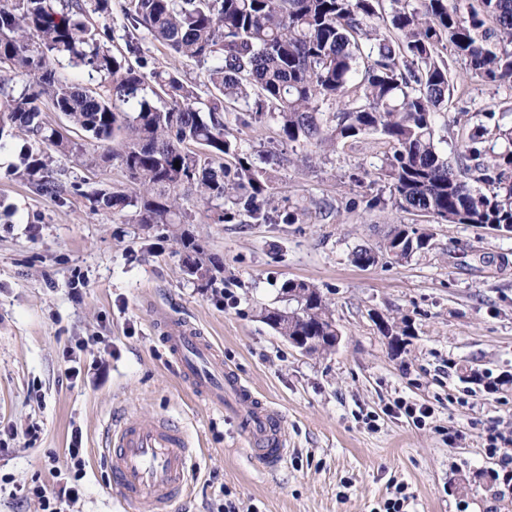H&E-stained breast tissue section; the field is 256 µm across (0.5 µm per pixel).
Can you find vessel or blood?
<instances>
[{
    "mask_svg": "<svg viewBox=\"0 0 512 512\" xmlns=\"http://www.w3.org/2000/svg\"><path fill=\"white\" fill-rule=\"evenodd\" d=\"M154 329L195 395L231 414L255 457L265 468L275 469L287 454L282 414L224 367L215 346L190 321L161 314ZM192 458L189 438L169 418L116 421L107 429L104 454L111 497L125 512H169L184 488Z\"/></svg>",
    "mask_w": 512,
    "mask_h": 512,
    "instance_id": "b4317fda",
    "label": "vessel or blood"
}]
</instances>
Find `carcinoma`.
Segmentation results:
<instances>
[{"label": "carcinoma", "instance_id": "obj_1", "mask_svg": "<svg viewBox=\"0 0 512 512\" xmlns=\"http://www.w3.org/2000/svg\"><path fill=\"white\" fill-rule=\"evenodd\" d=\"M0 0V151L13 130L31 140L22 153L21 175L35 189L60 196L49 175L44 147L79 154L83 163L119 161L131 182L127 191L100 189L88 195L91 210L107 208L126 223L156 228L182 246L184 272L207 289L224 266L182 228L183 200L190 192L224 223L219 201L235 198L248 217L265 220L269 186L224 126L227 105L250 95L269 105L283 136L318 154L361 134L377 133L390 145L380 170L398 207L432 215L440 224L512 225V126H497L503 151L487 158L488 129L467 132L463 170L454 171L434 140V118L451 95L448 64L435 53L450 42L469 71L486 83H512V0H481L483 10L463 12L460 0H391L397 36L380 33L381 0H128V32L144 29L176 55L209 64L214 89L206 111L175 72L155 71L152 90L168 98L158 106L126 56L107 45L108 29L90 27V14L108 15L112 0ZM493 21L486 26L485 18ZM373 60L346 100L362 43ZM84 67L108 80L103 92L80 86L62 72ZM28 78L16 88L17 76ZM327 101L336 112L321 110ZM61 113L67 132L79 129L100 144L120 149L88 154L71 136L42 121V105ZM235 158L225 166L224 157ZM180 167H174V163ZM492 186L487 193L470 181ZM426 236L398 231L388 248L407 258ZM298 289L300 310L268 312L264 319L282 336L318 339L310 352L326 351L336 322L314 285L288 279L285 294Z\"/></svg>", "mask_w": 512, "mask_h": 512}]
</instances>
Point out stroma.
<instances>
[{
    "instance_id": "1",
    "label": "stroma",
    "mask_w": 512,
    "mask_h": 512,
    "mask_svg": "<svg viewBox=\"0 0 512 512\" xmlns=\"http://www.w3.org/2000/svg\"><path fill=\"white\" fill-rule=\"evenodd\" d=\"M133 39L149 70L177 71L208 102L207 65L175 58L146 31ZM438 53L454 90L435 137L456 165L473 124L512 123V84L472 76L450 43ZM224 124L270 187L271 220L228 200V221L215 224L196 197L185 201L190 233L224 263L205 290L160 230L90 209L87 194L129 187L119 162L88 169L51 154L55 177L80 186L57 200L15 175L16 154L0 153V512H42L25 488L70 480L76 429L84 495L67 512H123L102 450L111 420L139 416L173 419L195 444L171 512H382L400 491L405 512H512L486 441L492 430L512 435V228L440 224L393 206L379 135L313 159L255 105L231 106ZM375 197L381 205L369 207ZM397 228L426 234L427 246L395 260L385 244ZM361 248L376 253L373 265L354 263ZM288 279L320 288L336 350L302 353L262 320L263 309L288 308ZM160 313L198 325L225 367L282 412L279 467L264 468L234 419L182 382L152 327ZM71 363L78 377H66ZM399 402L432 413L417 426L395 413ZM458 430L464 440H450Z\"/></svg>"
}]
</instances>
